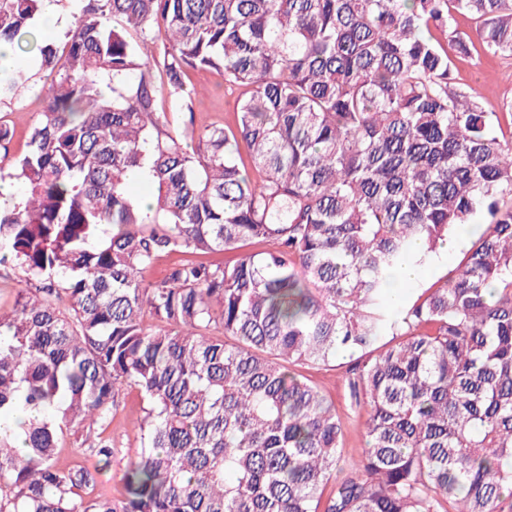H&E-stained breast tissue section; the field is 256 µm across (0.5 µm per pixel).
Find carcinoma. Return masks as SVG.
Masks as SVG:
<instances>
[{
	"mask_svg": "<svg viewBox=\"0 0 512 512\" xmlns=\"http://www.w3.org/2000/svg\"><path fill=\"white\" fill-rule=\"evenodd\" d=\"M45 2L0 0V43ZM82 2L63 47L35 43L50 82L22 155L0 121V178L24 185L0 255L27 283L0 312V419L35 413L24 449L0 431V512H512V115L441 42L472 54L468 13L512 56V0ZM0 66L2 103L27 77ZM189 69L244 90L235 126L194 136ZM477 216L443 281L391 296ZM343 354L367 448L338 478L341 418L298 367ZM125 388L145 407L114 498L94 490ZM69 433L93 466L59 462Z\"/></svg>",
	"mask_w": 512,
	"mask_h": 512,
	"instance_id": "carcinoma-1",
	"label": "carcinoma"
}]
</instances>
